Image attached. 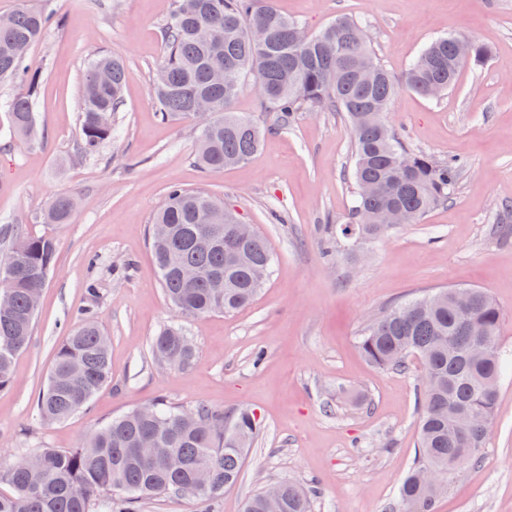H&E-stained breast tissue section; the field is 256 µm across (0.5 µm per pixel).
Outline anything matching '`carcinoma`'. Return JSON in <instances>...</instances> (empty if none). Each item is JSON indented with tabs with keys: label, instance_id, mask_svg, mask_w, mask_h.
Returning a JSON list of instances; mask_svg holds the SVG:
<instances>
[{
	"label": "carcinoma",
	"instance_id": "cac0c4a2",
	"mask_svg": "<svg viewBox=\"0 0 512 512\" xmlns=\"http://www.w3.org/2000/svg\"><path fill=\"white\" fill-rule=\"evenodd\" d=\"M63 18L20 0L0 25V83L25 87L5 101L14 131L23 138L38 134L34 95L39 75L26 66L29 49ZM303 25L283 15L274 0H176L162 29L164 54L153 84L158 111L166 119L197 118L199 102L211 105L208 131L198 130L196 161L215 172L251 160L263 129L232 110L243 78L255 77L261 108L276 115L279 126L291 125L300 112H343L351 127L352 178L355 193L350 221L339 224L323 241L325 253L344 240L363 245L380 239L390 226L380 223L391 208L413 224L432 205L448 200L460 167L456 159L435 162L410 150L387 120L400 86L429 97L453 86L465 61L456 52L460 36L430 43L397 79L378 61L361 26L341 17L319 34L301 42ZM230 68L227 87L217 73ZM126 68L122 58L99 56L88 62L80 101L78 152L96 154L112 138V114L123 104ZM75 208L66 194L54 196L46 210L49 224H68ZM239 223L212 195L173 187L149 227L159 284L166 299L182 315L233 313L249 305L263 287L256 269L270 272L273 254L267 239L255 232L241 244L249 263L232 270L224 265L227 235ZM213 238L209 245L199 236ZM8 248L0 250V277L14 273L11 307L0 311V389L13 380L15 356L29 342L38 302L50 270L55 245L47 236L32 237L7 229ZM199 271L201 278L185 287L181 272ZM451 289L432 292L434 305L417 298L392 307L370 322L358 344L365 359L381 369L405 371L411 356L420 358L421 421L418 454L399 489L402 512H432L446 491L448 475L479 461L486 435L479 430L460 440L456 420L470 412L492 422L502 356L496 339L499 306L483 291L471 289L467 308L458 307ZM153 358L172 354L180 369L191 367L195 346L181 326H164L153 338ZM109 339L94 312L79 314L54 354L47 383L39 392L42 420L62 422L87 408L108 381ZM261 426L247 409L226 417L208 405L181 408L154 402L104 422L76 448H35L0 467V483L12 488L0 494V512H135L136 504L158 495L195 494L217 502L241 477L246 450ZM151 435L161 455L137 454L140 439ZM443 472L439 484L421 480L423 469ZM282 512H309L310 493L300 484L281 483Z\"/></svg>",
	"mask_w": 512,
	"mask_h": 512
}]
</instances>
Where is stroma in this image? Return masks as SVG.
Returning a JSON list of instances; mask_svg holds the SVG:
<instances>
[{
    "label": "stroma",
    "instance_id": "stroma-1",
    "mask_svg": "<svg viewBox=\"0 0 512 512\" xmlns=\"http://www.w3.org/2000/svg\"><path fill=\"white\" fill-rule=\"evenodd\" d=\"M63 18L30 50L40 137L20 140L0 108V228L52 237L56 250L27 348L0 390V462L28 448H74L104 421L158 400L250 408L262 432L242 477L216 505L159 495L138 512H241L282 479L319 489L312 512H399L398 489L417 450L418 361L382 370L361 354L365 325L387 308L445 287L485 290L502 313L498 343L509 362L481 461L456 470L434 512H512V0H275L319 32L345 14L364 27L380 63L402 75L440 36L486 47L455 86L434 98L401 89L387 114L413 151L456 158L447 202L401 224L364 253L328 261L321 241L346 223L354 198L351 132L339 112H304L277 127L253 80L233 103L267 129L249 163L208 173L194 161L197 123L161 120L152 79L174 0H28ZM112 53L127 65L123 105L98 155L76 153L88 61ZM223 198L266 237L274 262L255 301L230 314L177 317L159 285L148 229L170 186ZM71 194V223L44 220L50 198ZM96 283L98 297L86 291ZM95 310L110 338L111 380L88 408L44 422L36 399L57 346L78 313ZM179 320L191 368L157 363L154 336ZM264 352L261 365L252 357Z\"/></svg>",
    "mask_w": 512,
    "mask_h": 512
}]
</instances>
